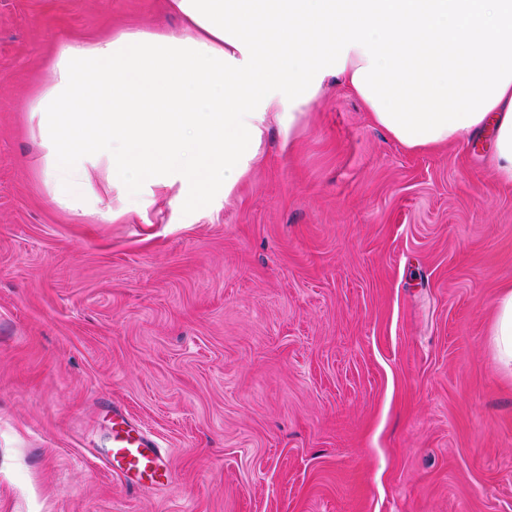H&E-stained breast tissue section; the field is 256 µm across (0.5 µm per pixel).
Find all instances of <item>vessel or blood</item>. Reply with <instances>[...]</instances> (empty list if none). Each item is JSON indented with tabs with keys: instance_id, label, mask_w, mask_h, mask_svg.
Segmentation results:
<instances>
[{
	"instance_id": "obj_1",
	"label": "vessel or blood",
	"mask_w": 512,
	"mask_h": 512,
	"mask_svg": "<svg viewBox=\"0 0 512 512\" xmlns=\"http://www.w3.org/2000/svg\"><path fill=\"white\" fill-rule=\"evenodd\" d=\"M100 460L113 474L141 486L164 487L174 479L165 453L119 408L112 411V445L102 450Z\"/></svg>"
}]
</instances>
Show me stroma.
Returning <instances> with one entry per match:
<instances>
[{"instance_id":"35a3bbf8","label":"stroma","mask_w":512,"mask_h":512,"mask_svg":"<svg viewBox=\"0 0 512 512\" xmlns=\"http://www.w3.org/2000/svg\"><path fill=\"white\" fill-rule=\"evenodd\" d=\"M168 0H0V512H512V186L331 86L230 196L72 217L28 107L58 46ZM175 480L97 458L113 407ZM491 343L501 370L512 375V289L504 290L495 304Z\"/></svg>"}]
</instances>
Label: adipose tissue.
<instances>
[{
	"mask_svg": "<svg viewBox=\"0 0 512 512\" xmlns=\"http://www.w3.org/2000/svg\"><path fill=\"white\" fill-rule=\"evenodd\" d=\"M182 33L62 43L29 112L53 200L80 217L92 169L137 212L145 186L231 193L269 115L296 126L336 79L410 151L492 135L512 184V0H171ZM491 343L512 374V289Z\"/></svg>",
	"mask_w": 512,
	"mask_h": 512,
	"instance_id": "adipose-tissue-1",
	"label": "adipose tissue"
}]
</instances>
